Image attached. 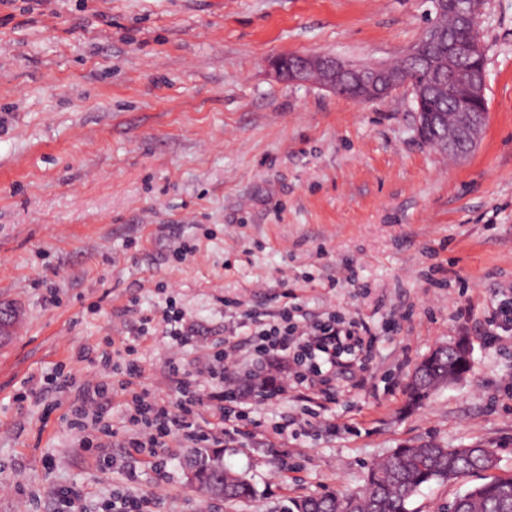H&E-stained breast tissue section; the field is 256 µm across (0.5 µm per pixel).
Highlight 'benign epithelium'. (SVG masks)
<instances>
[{"mask_svg":"<svg viewBox=\"0 0 512 512\" xmlns=\"http://www.w3.org/2000/svg\"><path fill=\"white\" fill-rule=\"evenodd\" d=\"M439 10L450 7L457 10L456 18L461 35L448 42L447 70L448 97L465 98L473 102L487 99L485 48L478 29V17L483 0H469L461 7L457 0H437ZM442 35L429 28L405 59L414 64L424 62L428 68L441 71L439 57L430 54L431 48L441 43ZM272 68L276 77L291 84L316 83L320 87L358 102H371L386 97L402 86L411 87L415 103V128L423 144L444 154L464 157L458 144L478 142L480 126L473 123L472 110L462 107L457 111L454 126L440 135L437 112L426 104V90L412 84L405 69L390 64H354L347 59L324 53L287 54L274 59Z\"/></svg>","mask_w":512,"mask_h":512,"instance_id":"benign-epithelium-1","label":"benign epithelium"}]
</instances>
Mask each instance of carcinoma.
I'll return each mask as SVG.
<instances>
[{
	"label": "carcinoma",
	"mask_w": 512,
	"mask_h": 512,
	"mask_svg": "<svg viewBox=\"0 0 512 512\" xmlns=\"http://www.w3.org/2000/svg\"><path fill=\"white\" fill-rule=\"evenodd\" d=\"M462 369H468V361L462 359L451 344L437 347L415 368L409 386L410 400L427 397ZM186 461L197 470L199 488L224 485L226 502L253 498V486L224 466V451L194 448ZM496 469L495 453L484 443L453 447L434 441L420 442L399 448L374 463L360 491L293 499L286 512H410L408 505L422 487L473 476L482 477L483 482L454 497L446 512H512V473L497 474Z\"/></svg>",
	"instance_id": "obj_1"
}]
</instances>
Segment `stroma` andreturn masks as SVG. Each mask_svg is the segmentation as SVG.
<instances>
[{
	"label": "stroma",
	"mask_w": 512,
	"mask_h": 512,
	"mask_svg": "<svg viewBox=\"0 0 512 512\" xmlns=\"http://www.w3.org/2000/svg\"><path fill=\"white\" fill-rule=\"evenodd\" d=\"M434 17L431 0H0V305L30 314L0 347V512H103L119 494L145 512H284L360 490L421 439L486 443L512 473V338L490 343L485 322L512 288V0L482 6L488 122L462 161L418 139L409 88L360 103L269 67L286 53L392 64ZM180 239L198 245L181 263ZM50 267L55 305L37 284ZM282 278L309 314L363 317L376 339L326 409L253 395L252 425L225 428L252 501L191 486L181 436L161 471L127 448L126 395L90 453L52 393L15 398L60 365L81 389L96 369L77 349L109 336L174 401L166 360L193 368L243 313L277 307ZM170 299L199 328L181 349L138 336ZM460 336L469 372L411 404L416 364Z\"/></svg>",
	"instance_id": "obj_1"
}]
</instances>
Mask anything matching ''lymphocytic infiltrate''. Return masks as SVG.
<instances>
[{"instance_id": "1", "label": "lymphocytic infiltrate", "mask_w": 512, "mask_h": 512, "mask_svg": "<svg viewBox=\"0 0 512 512\" xmlns=\"http://www.w3.org/2000/svg\"><path fill=\"white\" fill-rule=\"evenodd\" d=\"M373 341L374 334L365 320L346 321L333 313L307 318L295 294L286 290L276 312L245 315L230 330L223 348L198 360L194 372L183 370L177 359H168L165 374L179 393L171 403L158 400L143 386L142 370L133 358L134 345L125 347L128 359L124 377L119 381L112 378L110 352L81 347L78 360L97 364L99 378L82 387L69 406L66 420L70 430L76 432L80 448L88 451L102 447L104 439L113 435L111 424L102 415L103 402L117 390L129 398L127 420L132 430L127 447L139 451L162 448L168 437L178 432L191 444L208 441L220 448L224 445L226 423L249 418L243 393L224 380V373L239 350H246L249 357L263 365L287 360L294 387L304 388L313 399L328 403L334 399L337 371L350 368V354ZM202 377L217 383L205 396L199 392L198 380ZM202 404L210 416V431L206 434L196 431L193 424Z\"/></svg>"}]
</instances>
